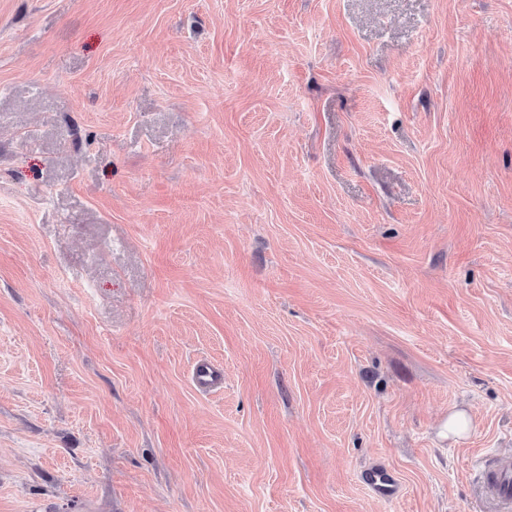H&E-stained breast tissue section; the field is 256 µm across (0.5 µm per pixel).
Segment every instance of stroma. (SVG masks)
Listing matches in <instances>:
<instances>
[{
    "instance_id": "stroma-1",
    "label": "stroma",
    "mask_w": 512,
    "mask_h": 512,
    "mask_svg": "<svg viewBox=\"0 0 512 512\" xmlns=\"http://www.w3.org/2000/svg\"><path fill=\"white\" fill-rule=\"evenodd\" d=\"M500 454L512 0H0V512H498ZM223 374L220 368L210 363H200L194 372V382L197 386L208 389L222 383ZM368 484L374 493L384 499H396L401 495V487L383 468H372L368 473Z\"/></svg>"
}]
</instances>
